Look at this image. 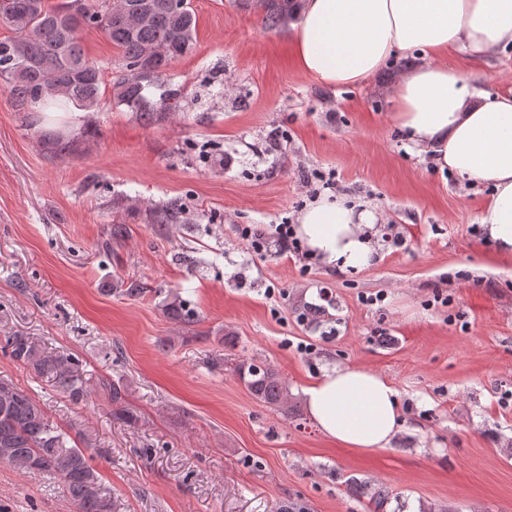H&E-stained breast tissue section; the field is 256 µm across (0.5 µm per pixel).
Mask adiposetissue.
<instances>
[{"instance_id":"obj_1","label":"adipose tissue","mask_w":512,"mask_h":512,"mask_svg":"<svg viewBox=\"0 0 512 512\" xmlns=\"http://www.w3.org/2000/svg\"><path fill=\"white\" fill-rule=\"evenodd\" d=\"M512 46V0H300L292 50L323 84L356 86L397 55L421 62L393 90L392 119L409 141L447 170L490 186L477 223L512 256V90L476 91L449 66L455 50L477 60ZM373 209L325 194L297 217L295 234L323 264L348 272L375 261ZM323 436L344 448L388 447L399 432L397 392L376 372L333 367L304 390Z\"/></svg>"}]
</instances>
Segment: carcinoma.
Segmentation results:
<instances>
[{"mask_svg":"<svg viewBox=\"0 0 512 512\" xmlns=\"http://www.w3.org/2000/svg\"><path fill=\"white\" fill-rule=\"evenodd\" d=\"M135 0H82V15L63 14L65 0H0V25L12 36L0 39V87L8 91L12 107L29 119L34 108L51 102L96 112L100 105L102 68L87 56L81 33L101 31L119 51L111 76L113 106H124L145 125L165 112L183 108L180 90L169 85L172 63L193 52L197 38L196 16L191 7L171 0H148L147 17L132 29L125 12ZM267 30L284 28L297 14L299 0H256ZM43 144L63 155L77 145L63 134L43 135ZM183 221L181 211L156 207L148 223L161 233ZM165 312L183 324L196 322L193 311L172 293ZM5 349L10 358L35 376L52 382L56 390L78 399L86 393L79 359L49 350L27 336H10ZM249 393L259 402L283 412L294 411L279 372L251 360L237 367ZM95 450L69 445L67 435L50 420L44 406L25 390L0 378V463L56 478L62 484L73 512H112V501L101 488V475L93 465ZM361 495L380 508L388 491L364 482Z\"/></svg>","mask_w":512,"mask_h":512,"instance_id":"cac0c4a2","label":"carcinoma"}]
</instances>
